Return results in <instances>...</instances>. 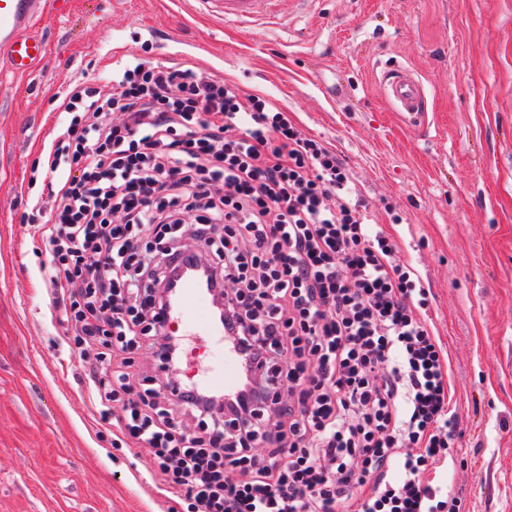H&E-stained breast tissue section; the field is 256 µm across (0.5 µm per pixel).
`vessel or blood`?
<instances>
[{
  "label": "vessel or blood",
  "instance_id": "obj_1",
  "mask_svg": "<svg viewBox=\"0 0 512 512\" xmlns=\"http://www.w3.org/2000/svg\"><path fill=\"white\" fill-rule=\"evenodd\" d=\"M225 21L244 26L263 19L287 15L302 0H210ZM45 0H0V57L15 72L30 71L47 54L44 38L32 34L34 21L43 14ZM387 95L409 125L426 129L425 90L415 73L402 67L382 78ZM167 334L197 336L223 346L224 355L214 364L197 370L184 380L188 389L218 394L234 392L240 380L241 354L226 342L223 327L214 319L204 287L193 278L181 283L178 296L166 309Z\"/></svg>",
  "mask_w": 512,
  "mask_h": 512
}]
</instances>
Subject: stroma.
Listing matches in <instances>:
<instances>
[{"instance_id":"35a3bbf8","label":"stroma","mask_w":512,"mask_h":512,"mask_svg":"<svg viewBox=\"0 0 512 512\" xmlns=\"http://www.w3.org/2000/svg\"><path fill=\"white\" fill-rule=\"evenodd\" d=\"M28 74L0 59V512H185L146 450L99 425L79 351L41 286L45 148L65 89H111L119 63L189 61L276 100L335 149L371 223L400 206V258L431 289L448 348L458 451L437 481L461 512H512V0H310L242 29L197 0H49ZM421 80L429 132L381 85Z\"/></svg>"}]
</instances>
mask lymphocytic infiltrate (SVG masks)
I'll return each mask as SVG.
<instances>
[{"mask_svg": "<svg viewBox=\"0 0 512 512\" xmlns=\"http://www.w3.org/2000/svg\"><path fill=\"white\" fill-rule=\"evenodd\" d=\"M63 105L73 118L47 158L42 281L86 352L101 421L127 399L116 429L151 454L166 492L188 512H459L429 478L457 440L429 290L398 239L367 223L336 152L277 102L190 62L134 59L111 91L79 83ZM106 109L123 121L103 122ZM191 213L208 279L226 287L240 382L227 399L163 401L129 355L181 358L156 290L195 257ZM62 275L78 297L58 291ZM189 413L203 434L183 429Z\"/></svg>", "mask_w": 512, "mask_h": 512, "instance_id": "lymphocytic-infiltrate-1", "label": "lymphocytic infiltrate"}]
</instances>
